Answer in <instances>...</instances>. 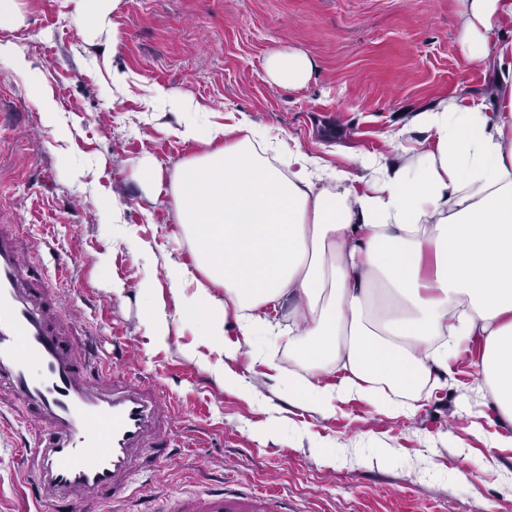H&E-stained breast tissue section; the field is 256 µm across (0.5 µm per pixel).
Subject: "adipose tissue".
<instances>
[{"mask_svg": "<svg viewBox=\"0 0 512 512\" xmlns=\"http://www.w3.org/2000/svg\"><path fill=\"white\" fill-rule=\"evenodd\" d=\"M72 3L82 29L120 44L119 0ZM459 5L458 43L470 64L496 70L497 112L441 99L413 118L425 141L363 159L361 176L258 138L245 117L186 123L183 137L207 150L170 174L142 160L147 183L169 177L197 265L167 266L174 304L148 312L157 343L172 322H197L203 345L231 360L249 355L303 407L328 414L356 397L406 416L480 336L476 368L512 421V37H491L512 25V0ZM313 68L295 51L265 61L267 78L285 88L303 86ZM257 336L287 338L301 367L283 371ZM332 374L338 386L323 384Z\"/></svg>", "mask_w": 512, "mask_h": 512, "instance_id": "obj_1", "label": "adipose tissue"}]
</instances>
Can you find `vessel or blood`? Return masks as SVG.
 I'll return each instance as SVG.
<instances>
[{
  "label": "vessel or blood",
  "mask_w": 512,
  "mask_h": 512,
  "mask_svg": "<svg viewBox=\"0 0 512 512\" xmlns=\"http://www.w3.org/2000/svg\"><path fill=\"white\" fill-rule=\"evenodd\" d=\"M47 286L24 262L18 225H0V404L35 436L22 454L24 512H125L135 478L173 453L174 417L157 385L102 362ZM275 492L245 499L205 492L171 512H274Z\"/></svg>",
  "instance_id": "vessel-or-blood-1"
}]
</instances>
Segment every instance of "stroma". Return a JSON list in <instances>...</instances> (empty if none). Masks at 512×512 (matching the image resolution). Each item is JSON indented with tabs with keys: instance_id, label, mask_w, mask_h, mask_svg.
<instances>
[{
	"instance_id": "obj_1",
	"label": "stroma",
	"mask_w": 512,
	"mask_h": 512,
	"mask_svg": "<svg viewBox=\"0 0 512 512\" xmlns=\"http://www.w3.org/2000/svg\"><path fill=\"white\" fill-rule=\"evenodd\" d=\"M21 3L22 24L0 30L28 62L19 70L0 59V208L20 225L25 253L48 267L80 334L126 377L154 380L175 412L178 448L140 482L130 512L238 484L275 489L284 512H512V422L476 373L480 340L413 416L355 398L327 416L293 404L246 355L231 363L243 386L225 387L199 325L172 324L159 345L146 320L150 302L170 295L167 265L195 257L168 181L143 183L142 158L170 171L203 150L181 138L185 121L205 128L245 115L320 164L354 170L390 154L399 135L424 139L410 120L443 97L495 111L494 73L458 45V0H121L117 46L83 32L70 0ZM274 49L311 58L304 86L265 79ZM161 89L188 94L189 110ZM45 90L65 139L45 123ZM128 226L150 251L125 239ZM55 250L65 268L55 269ZM32 443L13 417L0 420V512H22L18 458ZM489 452L492 470L458 479Z\"/></svg>"
}]
</instances>
